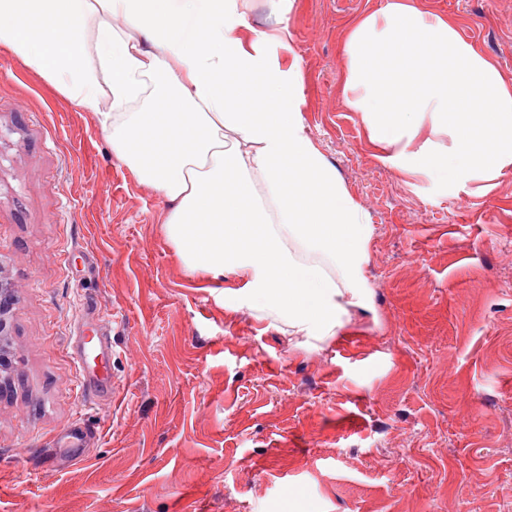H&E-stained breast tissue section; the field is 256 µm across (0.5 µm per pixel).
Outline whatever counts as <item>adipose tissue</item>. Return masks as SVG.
<instances>
[{
    "label": "adipose tissue",
    "mask_w": 512,
    "mask_h": 512,
    "mask_svg": "<svg viewBox=\"0 0 512 512\" xmlns=\"http://www.w3.org/2000/svg\"><path fill=\"white\" fill-rule=\"evenodd\" d=\"M278 3L272 35L243 0H0V46L93 113L118 159L165 198L184 265L225 278L233 308L301 347L372 311L374 227L306 131L300 65L279 54L292 0ZM345 53L346 101L383 161L437 184L512 165V143L464 137L469 113L449 111L489 96L512 125V80L448 19L386 0ZM160 100L172 111H155Z\"/></svg>",
    "instance_id": "1"
}]
</instances>
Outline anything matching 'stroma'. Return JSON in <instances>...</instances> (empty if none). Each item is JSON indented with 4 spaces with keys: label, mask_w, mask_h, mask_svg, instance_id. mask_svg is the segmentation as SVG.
Listing matches in <instances>:
<instances>
[{
    "label": "stroma",
    "mask_w": 512,
    "mask_h": 512,
    "mask_svg": "<svg viewBox=\"0 0 512 512\" xmlns=\"http://www.w3.org/2000/svg\"><path fill=\"white\" fill-rule=\"evenodd\" d=\"M384 3L288 14L306 130L374 226L375 316L309 349L188 270L166 201L93 113L0 47V273L17 296L0 512H512V166L441 186L379 158L346 104L344 46ZM420 4L512 80V0Z\"/></svg>",
    "instance_id": "35a3bbf8"
}]
</instances>
